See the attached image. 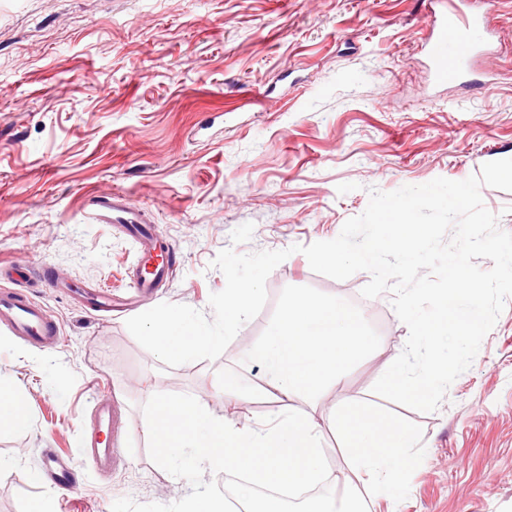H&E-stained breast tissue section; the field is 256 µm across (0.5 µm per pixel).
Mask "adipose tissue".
I'll return each instance as SVG.
<instances>
[{
  "mask_svg": "<svg viewBox=\"0 0 512 512\" xmlns=\"http://www.w3.org/2000/svg\"><path fill=\"white\" fill-rule=\"evenodd\" d=\"M331 425L368 490L387 489L410 466L405 450L411 447L412 437L397 422L350 403L334 410Z\"/></svg>",
  "mask_w": 512,
  "mask_h": 512,
  "instance_id": "ef3b65f1",
  "label": "adipose tissue"
}]
</instances>
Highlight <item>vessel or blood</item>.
Segmentation results:
<instances>
[{"instance_id": "1", "label": "vessel or blood", "mask_w": 512, "mask_h": 512, "mask_svg": "<svg viewBox=\"0 0 512 512\" xmlns=\"http://www.w3.org/2000/svg\"><path fill=\"white\" fill-rule=\"evenodd\" d=\"M440 10L430 20L427 55L434 77L445 82L463 78L467 57H448L449 41L471 43L475 30L485 26L486 15L471 14L460 8L457 0H434ZM93 222L121 225L138 245L142 258L150 269L138 273L134 282L141 294H153L167 279L174 265L171 244L160 237L153 225L148 224L144 211L132 206L128 197L118 191L96 192L85 203ZM0 325L28 342L41 346L58 345L61 336L57 324L43 307L14 291L0 290ZM114 426V413L110 402L95 405V423L86 448V456L102 474L110 473L121 455L112 445L109 433Z\"/></svg>"}]
</instances>
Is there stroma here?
I'll list each match as a JSON object with an SVG mask.
<instances>
[{
    "label": "stroma",
    "mask_w": 512,
    "mask_h": 512,
    "mask_svg": "<svg viewBox=\"0 0 512 512\" xmlns=\"http://www.w3.org/2000/svg\"><path fill=\"white\" fill-rule=\"evenodd\" d=\"M489 31L469 75L432 80L426 0H0V277L61 329L41 348L0 327V379L13 383L31 425L0 429V512L46 497L53 512H111L113 502L173 503L190 485L158 470L148 451L130 456L150 393L200 397L217 416L250 424L266 403L221 396L217 373L247 383L244 362L279 294L310 286L357 304L381 340L315 402L295 409L330 418L358 401L407 427L416 466L368 512H512V298L471 367L433 412L372 391L402 352L408 329L390 294L363 298L371 276L339 281L297 251L266 281L263 310L216 359L167 367L126 320L159 303L210 313L225 286L211 262L224 248L281 250L336 238L385 192L443 177L461 181L512 158V0H481ZM118 189L170 241L177 264L156 295L135 297L137 244L85 217L87 195ZM253 223L248 242L231 233ZM59 289L44 287V274ZM134 297L128 311L97 317L66 287ZM117 400V445L108 476L84 455L96 399ZM56 453L77 473L74 493L32 471Z\"/></svg>",
    "instance_id": "1"
}]
</instances>
